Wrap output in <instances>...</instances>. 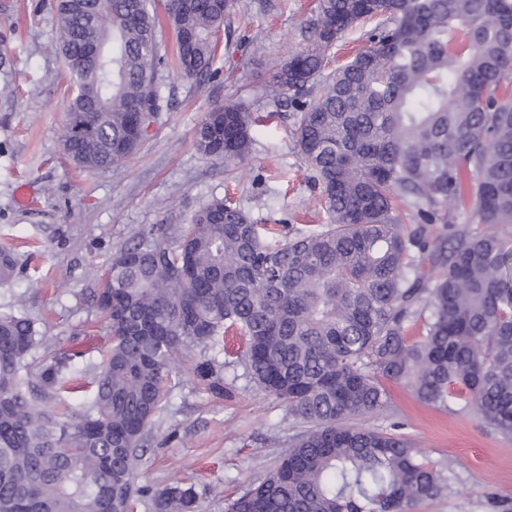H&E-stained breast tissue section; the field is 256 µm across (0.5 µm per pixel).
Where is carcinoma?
I'll list each match as a JSON object with an SVG mask.
<instances>
[{
  "label": "carcinoma",
  "mask_w": 512,
  "mask_h": 512,
  "mask_svg": "<svg viewBox=\"0 0 512 512\" xmlns=\"http://www.w3.org/2000/svg\"><path fill=\"white\" fill-rule=\"evenodd\" d=\"M233 7L164 0L169 61L156 0H56L73 84L68 157L88 169L131 158L157 116L160 68L215 78V37ZM373 17L370 46L324 74L342 35ZM302 32L305 46L270 66L265 90L293 102L328 222L270 244L273 228L225 197L174 240L161 225L141 229L95 294L112 346L75 417L48 407L66 359L32 374L27 356L46 338L24 312L0 310V512H194V486L146 483L141 464L174 361L229 330L245 339L249 381L301 430L225 512H412L446 492L443 470L408 439L352 424L386 411V380L437 407L462 400L512 435V0H318ZM258 124L249 104L217 103L195 145L242 163ZM395 197L413 210L408 231ZM469 205L473 226L453 225L450 211ZM433 224L445 229L434 241ZM17 266L1 249L0 281ZM195 372L231 394L213 361Z\"/></svg>",
  "instance_id": "cac0c4a2"
}]
</instances>
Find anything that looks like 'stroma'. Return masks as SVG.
Here are the masks:
<instances>
[{
    "instance_id": "1",
    "label": "stroma",
    "mask_w": 512,
    "mask_h": 512,
    "mask_svg": "<svg viewBox=\"0 0 512 512\" xmlns=\"http://www.w3.org/2000/svg\"><path fill=\"white\" fill-rule=\"evenodd\" d=\"M316 0H236L219 39L216 81L198 88L174 70L161 72V110L138 152L106 170L75 165L63 150L72 96L56 36L55 0H0V248L15 251L20 270L0 281V308L23 310L47 338L28 361L39 369L52 356L73 355L65 378L91 382L111 347V334L93 295L112 255L152 224L178 237L198 206L230 197L260 224L289 230L325 223L320 192L311 183L296 139L287 96L265 92L257 75L271 60L304 44L302 26ZM244 97L269 114L252 156L225 164L195 147L196 129L210 104ZM30 191L19 204V188ZM243 339L227 333L217 358L232 394L217 397L194 367L201 349L183 353L152 430L145 474L155 485L195 486L197 512H224L226 503L260 481L282 452L278 437L293 425L285 403L257 391L238 360ZM387 413L363 427L400 432L425 460L448 472L445 495L412 512H491L489 497L512 503V437L487 426L458 401L435 407L410 387L390 381Z\"/></svg>"
}]
</instances>
